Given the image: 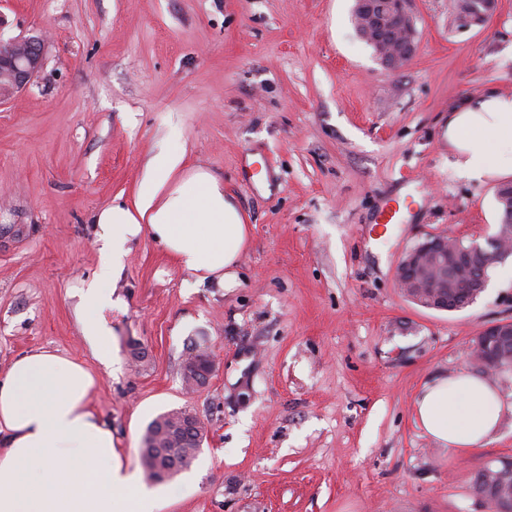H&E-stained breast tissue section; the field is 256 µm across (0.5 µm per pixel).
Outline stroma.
Instances as JSON below:
<instances>
[{
	"mask_svg": "<svg viewBox=\"0 0 512 512\" xmlns=\"http://www.w3.org/2000/svg\"><path fill=\"white\" fill-rule=\"evenodd\" d=\"M354 4L0 0V40L49 36L41 72L0 104V373L40 349L84 363L90 405L137 473L147 425L195 413L202 449L173 481L148 482L154 512H487L473 477L512 458V410L466 455L415 420L423 386L477 373L471 338L512 319V255L455 312L413 304L394 278L427 237L498 230L495 183L452 178L441 133L463 99L512 96V0L468 29L450 0H411L417 49L395 73ZM176 145L246 217L238 283L195 285L149 238L132 243L122 303L105 313L106 368L75 312L100 267L93 217ZM410 185L407 215L380 223ZM194 341L216 368L190 391Z\"/></svg>",
	"mask_w": 512,
	"mask_h": 512,
	"instance_id": "1",
	"label": "stroma"
}]
</instances>
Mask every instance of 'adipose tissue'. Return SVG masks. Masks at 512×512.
I'll return each instance as SVG.
<instances>
[{"label":"adipose tissue","instance_id":"1","mask_svg":"<svg viewBox=\"0 0 512 512\" xmlns=\"http://www.w3.org/2000/svg\"><path fill=\"white\" fill-rule=\"evenodd\" d=\"M448 168L476 183L512 177V97L487 89L448 114ZM185 149L152 157L133 202L102 208L100 271L82 285L78 319L97 359L111 366L112 283L130 245L149 236L197 283H237L249 242L243 213L224 181L186 166ZM94 375L73 358L40 350L16 359L0 376V512H152L153 494L124 469L111 429L89 404ZM505 408L491 380L468 373L440 375L415 401L418 426L457 454L484 446ZM137 489L136 500L125 493Z\"/></svg>","mask_w":512,"mask_h":512}]
</instances>
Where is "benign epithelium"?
Wrapping results in <instances>:
<instances>
[{
	"mask_svg": "<svg viewBox=\"0 0 512 512\" xmlns=\"http://www.w3.org/2000/svg\"><path fill=\"white\" fill-rule=\"evenodd\" d=\"M411 0H358L356 14L361 34L379 42L381 63L395 69L407 64L415 54V22ZM495 0H469L474 16L463 17L465 29L488 22ZM46 59V40L42 37H18L0 44V102L24 91L42 70ZM512 253V207L502 218L499 236L481 249L476 243L460 244L446 235L431 236L406 251L396 268L399 288L412 303L439 311H458L472 303L486 286L485 270ZM491 341L500 346L512 345V319L487 323L472 338V351L484 371L493 375L501 370L497 361L486 358L482 350ZM208 377L214 369L212 357L192 356L183 363Z\"/></svg>",
	"mask_w": 512,
	"mask_h": 512,
	"instance_id": "benign-epithelium-1",
	"label": "benign epithelium"
}]
</instances>
